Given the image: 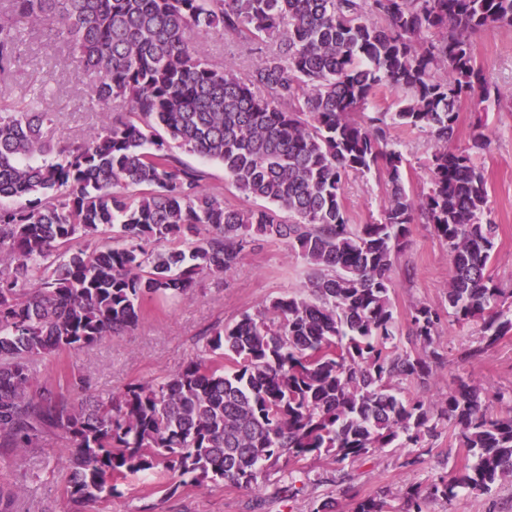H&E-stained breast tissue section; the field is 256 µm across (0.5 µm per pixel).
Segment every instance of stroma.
Segmentation results:
<instances>
[{"mask_svg": "<svg viewBox=\"0 0 512 512\" xmlns=\"http://www.w3.org/2000/svg\"><path fill=\"white\" fill-rule=\"evenodd\" d=\"M205 60L212 66L232 65L247 71L255 58L250 43L232 37L200 33L196 36ZM472 52L488 77L505 91H512V27L484 31L472 40ZM79 55L70 53L46 30L25 47L22 63L0 80V98L14 97L19 86L46 83L47 110L57 113L53 136L80 139L86 131L106 120V113L91 108L92 90L79 83ZM483 122L492 134L490 150L478 159L490 186L488 206L499 226L490 273L512 287V108L488 109L463 101L459 107L456 147H465L472 126ZM394 136L404 157L406 187L416 193L427 180L430 154L425 134L409 129ZM181 159L203 170L205 185L223 196L225 203L244 209L260 202L237 190L225 176L222 165L202 160L184 151ZM344 201L351 223L364 224L379 218L386 202L384 177L379 173L350 176L344 185ZM393 275L390 296L399 324H407L415 305L441 306L448 281V249L425 224L412 225ZM415 270L406 280L403 267ZM309 270L287 243L262 242L247 252L236 271L224 283L209 277L198 279L189 295L175 303L150 301L139 324L125 334L107 338L95 347L66 353L61 358L40 362V378L55 382L62 372L87 375L94 392L111 395L126 387L175 373L203 350L210 328L230 323L242 314L253 313L275 298L303 290ZM439 339L453 360L432 381L429 394L440 398L455 388L458 380L479 383L489 394L512 393V332L483 357L458 360L465 346L477 339L475 324L443 323ZM61 434L47 437L42 448L10 458L5 473L17 482L22 512H63L65 474L59 462L70 451ZM404 448H385L366 459L336 464L307 459L272 469L262 490L247 489L228 482L179 487L165 495L157 478L128 477L118 495L101 499L91 512H314L319 503L336 496L345 484H353L360 495L390 488L394 493L426 488L441 473L461 465L466 452L459 448L451 427H444L431 444L423 463L405 465ZM429 512H512V483L497 485L490 493H459L451 502L433 501Z\"/></svg>", "mask_w": 512, "mask_h": 512, "instance_id": "1", "label": "stroma"}]
</instances>
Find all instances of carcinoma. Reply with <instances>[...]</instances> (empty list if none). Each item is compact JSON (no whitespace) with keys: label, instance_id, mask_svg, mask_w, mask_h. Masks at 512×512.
Listing matches in <instances>:
<instances>
[{"label":"carcinoma","instance_id":"obj_1","mask_svg":"<svg viewBox=\"0 0 512 512\" xmlns=\"http://www.w3.org/2000/svg\"><path fill=\"white\" fill-rule=\"evenodd\" d=\"M40 25L80 56L79 81L110 117L73 144L50 136L47 87L0 105L1 457L66 435L68 512H88L130 475L257 489L283 460L424 448L449 424L467 452L461 467L401 497L348 486L353 512H427L512 481V394L462 380L428 397L448 364L441 312L416 305L404 330L390 298L420 221L448 246V316L479 327L460 359L512 331V292L489 271L498 224L476 163L491 135L478 122L466 147H451L462 101L512 103L472 54L473 36L512 26V0H0V76ZM199 31L253 44L247 75L206 63ZM386 91L395 110L360 119ZM116 101L125 109H110ZM395 128L429 138L417 194ZM177 148L221 164L269 206L224 204ZM374 171L387 203L379 220L352 224L343 185ZM260 241L305 261L307 294L213 326L205 355L112 397L80 373L64 388L38 376V362L135 327L146 301L230 276ZM0 512H19L8 484Z\"/></svg>","mask_w":512,"mask_h":512}]
</instances>
